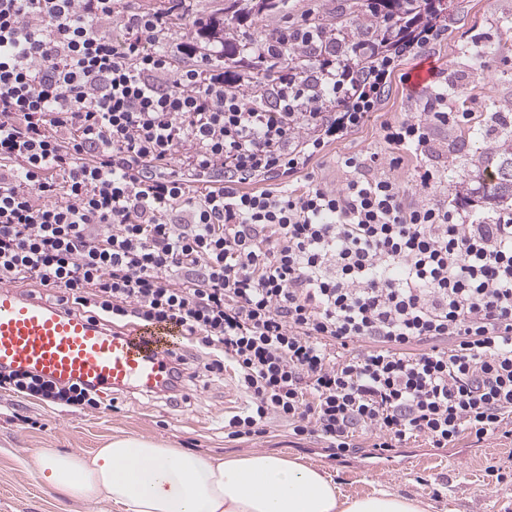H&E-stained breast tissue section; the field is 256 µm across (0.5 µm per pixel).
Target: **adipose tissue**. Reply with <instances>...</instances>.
Listing matches in <instances>:
<instances>
[{"label": "adipose tissue", "instance_id": "adipose-tissue-1", "mask_svg": "<svg viewBox=\"0 0 512 512\" xmlns=\"http://www.w3.org/2000/svg\"><path fill=\"white\" fill-rule=\"evenodd\" d=\"M35 465L59 491L124 512H426L387 489L348 497L318 468L257 452L207 459L123 434L94 456L45 452Z\"/></svg>", "mask_w": 512, "mask_h": 512}]
</instances>
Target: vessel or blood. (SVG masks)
I'll return each instance as SVG.
<instances>
[{
	"label": "vessel or blood",
	"instance_id": "obj_1",
	"mask_svg": "<svg viewBox=\"0 0 512 512\" xmlns=\"http://www.w3.org/2000/svg\"><path fill=\"white\" fill-rule=\"evenodd\" d=\"M181 350L178 333L139 325L112 331L61 302L0 284V368L149 395L172 382Z\"/></svg>",
	"mask_w": 512,
	"mask_h": 512
}]
</instances>
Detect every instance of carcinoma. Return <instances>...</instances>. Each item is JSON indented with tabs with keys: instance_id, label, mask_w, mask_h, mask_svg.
<instances>
[{
	"instance_id": "carcinoma-1",
	"label": "carcinoma",
	"mask_w": 512,
	"mask_h": 512,
	"mask_svg": "<svg viewBox=\"0 0 512 512\" xmlns=\"http://www.w3.org/2000/svg\"><path fill=\"white\" fill-rule=\"evenodd\" d=\"M368 9L374 23L366 26L361 21L363 9ZM447 6L444 0H358L349 3L348 10L336 14L329 22L319 18L314 26L326 33L328 40L314 39L309 44L290 45L282 53L267 52L254 43L243 45L240 53L266 62L265 77L246 65L233 73L234 81L247 90L255 104L262 103L266 78L286 64L313 84H318L314 69L323 67L326 56H336V66L345 62L355 64L358 81H363L382 55L395 52L402 43L415 40L419 30L444 17ZM200 35L210 39L224 33V45H229L230 28H221L218 19L199 22ZM503 34L495 42L478 50L483 58H498L502 51L512 48V18L501 21ZM484 140L488 146L473 159L475 175L466 192H456L448 203L460 201L487 203L498 211L512 212V121L500 116L499 125L490 130L477 122L466 132L448 140V154L460 151L469 141Z\"/></svg>"
}]
</instances>
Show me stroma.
I'll use <instances>...</instances> for the list:
<instances>
[{"label": "stroma", "mask_w": 512, "mask_h": 512, "mask_svg": "<svg viewBox=\"0 0 512 512\" xmlns=\"http://www.w3.org/2000/svg\"><path fill=\"white\" fill-rule=\"evenodd\" d=\"M225 0H187L184 19L171 29L175 42L184 44L175 54V66L224 64V48L199 37L197 18L223 17ZM443 32L427 43L413 45L394 60L390 79L377 105L352 131L330 140L311 157L304 171L290 177L274 176L265 185L274 190L296 189L315 180L336 189L343 185L346 158L377 156L379 174L395 180L409 201L444 200L449 189L472 177V147L448 151L449 138L459 126H437L431 131L433 150L416 155L387 144L386 125L424 112L431 94L470 81V57L486 42L496 40L504 18L512 17V0H447ZM347 0H287L285 11L261 19L234 23L236 43L260 44L313 18L346 9ZM425 59L439 66L436 78L412 89V68ZM512 100V56L490 62L483 79L465 105L472 117L489 119ZM430 166L442 175L440 183L422 189L418 170ZM245 396L232 371L223 378L187 382L183 398L173 404L135 391L117 394L110 409H77L44 403L0 389V512H119L105 499H74L53 488L34 465L44 450L93 456L112 436L136 434L206 458L245 456L254 452L280 454L316 466L348 496L388 488L424 502L427 512H512V442L490 439L477 444L460 440L453 448H430L413 442L380 458L369 455L368 438L359 435L357 451L330 457L319 441L297 440L287 428L275 427L266 436L231 440L224 436V419L240 411ZM508 472L496 481L489 466Z\"/></svg>", "instance_id": "35a3bbf8"}]
</instances>
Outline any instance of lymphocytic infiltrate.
<instances>
[{
    "instance_id": "obj_1",
    "label": "lymphocytic infiltrate",
    "mask_w": 512,
    "mask_h": 512,
    "mask_svg": "<svg viewBox=\"0 0 512 512\" xmlns=\"http://www.w3.org/2000/svg\"><path fill=\"white\" fill-rule=\"evenodd\" d=\"M168 13L124 0H0V284L35 283L105 325L179 328L202 373L246 395L229 438L270 422L347 455L512 437V215L408 201L374 158L344 187L250 188L357 127L389 75L283 73L251 106L219 70L174 68ZM122 26L123 41L112 35ZM434 94L386 128L425 153L460 121ZM0 389L100 406V392L0 370Z\"/></svg>"
}]
</instances>
